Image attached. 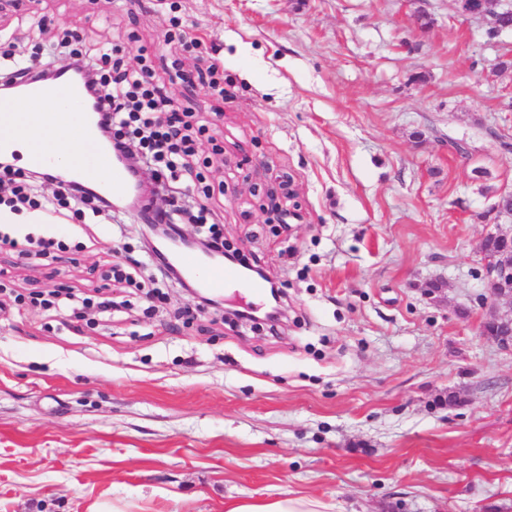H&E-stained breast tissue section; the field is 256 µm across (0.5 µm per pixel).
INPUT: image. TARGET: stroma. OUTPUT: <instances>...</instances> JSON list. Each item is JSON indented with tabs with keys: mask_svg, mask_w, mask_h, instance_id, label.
Returning a JSON list of instances; mask_svg holds the SVG:
<instances>
[{
	"mask_svg": "<svg viewBox=\"0 0 512 512\" xmlns=\"http://www.w3.org/2000/svg\"><path fill=\"white\" fill-rule=\"evenodd\" d=\"M199 50L166 43L172 17ZM454 0H0V34L117 45L128 67L197 52L224 240L285 293L277 328L162 284L106 288L111 316L17 295L103 286L144 248L91 225L58 264L0 248V512H224L306 497L335 512H512V353L479 332L478 248L512 191V32ZM104 287V286H103ZM174 71V75L168 73L170 81L176 78L194 88L196 76L198 82L207 87L212 95H217L224 100V64L219 59L213 56L200 59L194 72H187L178 67L174 68Z\"/></svg>",
	"mask_w": 512,
	"mask_h": 512,
	"instance_id": "obj_1",
	"label": "stroma"
}]
</instances>
